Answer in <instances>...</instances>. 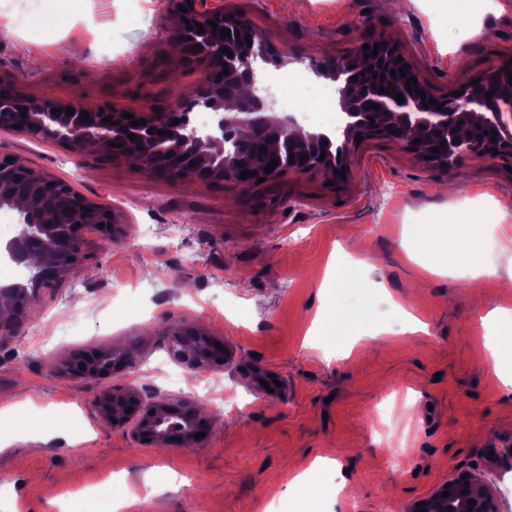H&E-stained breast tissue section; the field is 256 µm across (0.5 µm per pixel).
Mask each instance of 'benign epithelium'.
<instances>
[{"label":"benign epithelium","mask_w":512,"mask_h":512,"mask_svg":"<svg viewBox=\"0 0 512 512\" xmlns=\"http://www.w3.org/2000/svg\"><path fill=\"white\" fill-rule=\"evenodd\" d=\"M210 0H176V5L185 7L178 12L182 19L179 27L173 31L175 40H180L187 30L183 19H192L211 32L215 43L209 45L212 63L204 64V76L200 85L190 94L191 104L200 105L218 114L213 126L206 132L190 126L189 113L182 109H168L162 112H145L133 114L135 120H146L139 127L129 125V120L120 112H90L88 119L81 121V111L74 114L65 113L66 106L50 100L19 96L11 101L0 100V128L19 129L36 139H50L67 144L77 154L83 153L96 143L111 144L117 140H126L128 135H136L141 146H132L120 155V158L147 172L159 173V168L166 163L183 157L195 163L196 177L205 178L206 172L215 165L224 167V180L236 184L241 192H248L257 181L241 178L238 170L224 157L227 149L246 141L258 134L277 146H288L295 141L298 125L294 116L275 112L272 99L260 100L253 94L239 96L231 94L236 100V112L221 114L224 109L225 96L218 92V69L224 63V39L220 32L212 31L208 21L224 22V4L208 5ZM234 29L252 35L251 47L241 52L238 63L232 70L236 77V86H253L256 83L257 68L268 63L270 54L264 45V38L241 15L234 16ZM374 45H369L366 53L344 59H336L324 64L319 60L310 61L308 68L317 77L332 76L343 83L337 105L345 115L343 128L344 143L340 150V161L328 156L331 138L324 133H308L301 141L316 151L327 153L319 159L313 153L306 161H295L284 170L299 173L319 172L335 176V171L345 169L344 160L348 145L357 139L379 135L393 139L425 160L432 167H442L450 172L454 169L451 162L441 163L431 158L427 147L415 142V135L427 132L448 133L452 128H461L468 135L455 134V156L475 155L482 158L512 159V84L508 83L506 72L509 65L501 66L491 74H484L475 81V86L462 90L456 96L452 93L444 99L442 109L436 106H422L421 85L413 86V92L406 89V79L413 77L410 70L406 76L395 74L380 81L372 80L367 75H359L354 68L365 54L371 53ZM384 92H378V88ZM492 95H487L488 91ZM402 93L404 102L395 100L396 93ZM379 105V109L366 108V105ZM26 112H21V109ZM58 112H52V109ZM112 116L116 124L105 123L103 118ZM179 123H173V119ZM163 130L167 135L151 134L149 130ZM503 131L505 135L497 137L498 143L489 144L481 140L483 132L489 130ZM7 206L19 213L17 234L5 244H0V257H5L17 265H22L30 274L32 287L41 288L43 284H52L55 277H47L49 267L56 266V277L78 276L81 274L80 254L82 251L81 230L85 222L70 221L67 233H61L59 225L52 222L51 216L36 211L35 207L22 196L0 180V208ZM184 328L168 329L167 341L171 357L193 369H204L214 361H224V347L216 346V340L210 339V355L205 357L196 353L183 339ZM132 367L130 360L119 363H102L87 356L75 362L74 370L85 379H96ZM93 409L98 417L113 427H128L132 437L150 445L159 447H194L201 443L195 438L197 433H208L209 420L190 404L175 400L165 395H154L145 401L141 392L131 386L114 385L97 394ZM468 489L463 494L461 490ZM449 492L445 501H456L460 507L452 512H496L493 499L484 491L477 479L468 475L452 480V486L440 488L436 497ZM474 501L475 505L468 504Z\"/></svg>","instance_id":"7a95c632"}]
</instances>
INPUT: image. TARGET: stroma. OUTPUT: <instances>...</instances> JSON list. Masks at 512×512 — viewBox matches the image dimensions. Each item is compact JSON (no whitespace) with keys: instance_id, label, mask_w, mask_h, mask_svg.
<instances>
[{"instance_id":"obj_1","label":"stroma","mask_w":512,"mask_h":512,"mask_svg":"<svg viewBox=\"0 0 512 512\" xmlns=\"http://www.w3.org/2000/svg\"><path fill=\"white\" fill-rule=\"evenodd\" d=\"M285 62L349 57L378 37L433 96L512 59V0H223ZM174 0H0V86L86 110L161 112L202 78L161 76L175 58ZM108 206L116 238L83 231L82 273L0 330V501L23 512H415L456 475L512 512V389L491 346L512 331V240L484 232L493 275L427 273L409 248L449 212L498 223L512 198L505 161L465 155L454 172L401 143L353 146L346 179L288 172L244 194L230 182L171 181L90 149L0 129V158ZM328 299L347 322L334 336ZM423 328L413 331V320ZM222 339L229 363L184 369L164 327ZM381 334L374 342L373 334ZM106 346L133 366L99 380L69 361ZM183 372L170 386L165 370ZM115 384L203 408L196 448L140 444L93 401ZM319 457L313 492L293 478ZM346 493H337L338 485Z\"/></svg>"}]
</instances>
